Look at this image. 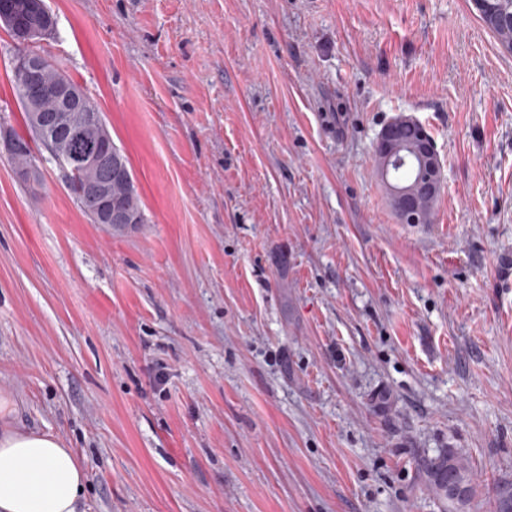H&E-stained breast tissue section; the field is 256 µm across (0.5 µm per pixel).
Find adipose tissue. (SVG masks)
Segmentation results:
<instances>
[{
	"mask_svg": "<svg viewBox=\"0 0 512 512\" xmlns=\"http://www.w3.org/2000/svg\"><path fill=\"white\" fill-rule=\"evenodd\" d=\"M86 470L53 433L0 437V512H86Z\"/></svg>",
	"mask_w": 512,
	"mask_h": 512,
	"instance_id": "obj_1",
	"label": "adipose tissue"
}]
</instances>
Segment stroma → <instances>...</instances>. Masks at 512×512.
<instances>
[{"instance_id":"1","label":"stroma","mask_w":512,"mask_h":512,"mask_svg":"<svg viewBox=\"0 0 512 512\" xmlns=\"http://www.w3.org/2000/svg\"><path fill=\"white\" fill-rule=\"evenodd\" d=\"M45 54L127 156L91 223L0 153V433L57 434L87 512H469L512 498V53L472 0H46ZM0 27V128L22 132ZM443 163L404 224L374 142ZM431 486L444 503V512H468L475 496L470 464L454 448L428 468Z\"/></svg>"}]
</instances>
